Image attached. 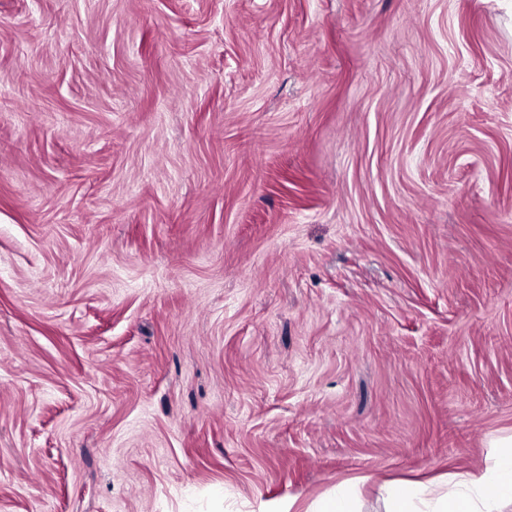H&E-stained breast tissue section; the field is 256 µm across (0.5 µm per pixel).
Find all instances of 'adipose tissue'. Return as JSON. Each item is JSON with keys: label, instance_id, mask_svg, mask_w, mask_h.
Instances as JSON below:
<instances>
[{"label": "adipose tissue", "instance_id": "ef3b65f1", "mask_svg": "<svg viewBox=\"0 0 512 512\" xmlns=\"http://www.w3.org/2000/svg\"><path fill=\"white\" fill-rule=\"evenodd\" d=\"M498 446L491 466L456 474L447 493L427 492L417 482L387 485L386 512H493L497 503L512 501V438Z\"/></svg>", "mask_w": 512, "mask_h": 512}]
</instances>
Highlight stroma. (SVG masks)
<instances>
[{"mask_svg": "<svg viewBox=\"0 0 512 512\" xmlns=\"http://www.w3.org/2000/svg\"><path fill=\"white\" fill-rule=\"evenodd\" d=\"M512 436V0H0V512H308Z\"/></svg>", "mask_w": 512, "mask_h": 512, "instance_id": "obj_1", "label": "stroma"}]
</instances>
